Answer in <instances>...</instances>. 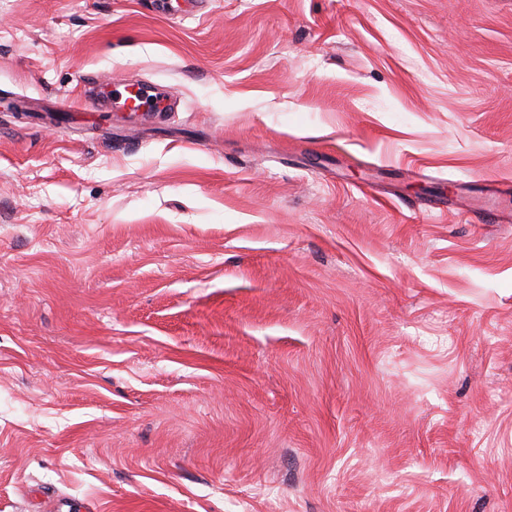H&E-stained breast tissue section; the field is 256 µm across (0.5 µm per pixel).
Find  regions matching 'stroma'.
<instances>
[{"label": "stroma", "instance_id": "stroma-1", "mask_svg": "<svg viewBox=\"0 0 512 512\" xmlns=\"http://www.w3.org/2000/svg\"><path fill=\"white\" fill-rule=\"evenodd\" d=\"M162 2L0 0V512H512V0Z\"/></svg>", "mask_w": 512, "mask_h": 512}]
</instances>
